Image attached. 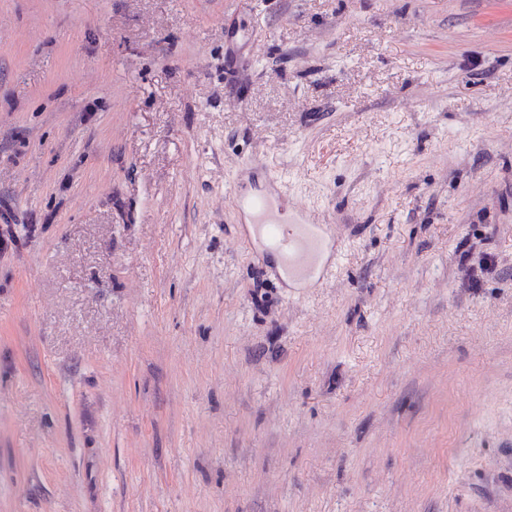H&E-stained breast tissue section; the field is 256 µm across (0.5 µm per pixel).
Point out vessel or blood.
Here are the masks:
<instances>
[{"label": "vessel or blood", "mask_w": 512, "mask_h": 512, "mask_svg": "<svg viewBox=\"0 0 512 512\" xmlns=\"http://www.w3.org/2000/svg\"><path fill=\"white\" fill-rule=\"evenodd\" d=\"M227 192L235 207L257 214V231L266 237L290 277H303L317 265L324 248L322 225L283 213L272 214L264 198L241 196L235 187H228Z\"/></svg>", "instance_id": "obj_1"}]
</instances>
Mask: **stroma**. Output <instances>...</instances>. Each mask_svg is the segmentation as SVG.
Returning <instances> with one entry per match:
<instances>
[{
    "label": "stroma",
    "mask_w": 512,
    "mask_h": 512,
    "mask_svg": "<svg viewBox=\"0 0 512 512\" xmlns=\"http://www.w3.org/2000/svg\"><path fill=\"white\" fill-rule=\"evenodd\" d=\"M7 225L0 512H512V0H0ZM226 193L239 210L257 213V231L266 237L290 277H303L317 265L324 248L323 224L309 223L303 216L295 220L285 213L276 218L264 198L243 197L236 185L227 187Z\"/></svg>",
    "instance_id": "stroma-1"
}]
</instances>
